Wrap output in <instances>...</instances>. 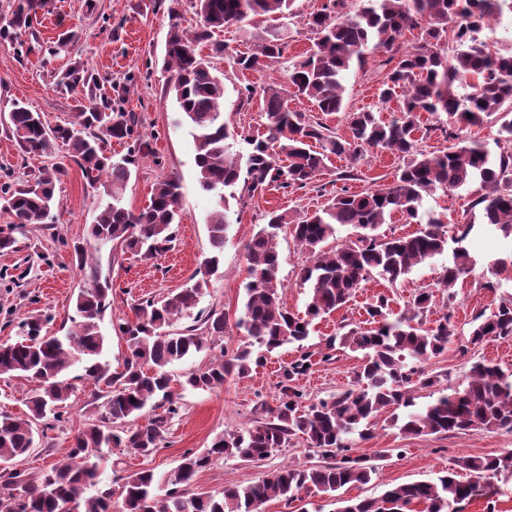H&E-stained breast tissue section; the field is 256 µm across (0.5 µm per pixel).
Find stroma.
<instances>
[{
    "label": "stroma",
    "instance_id": "obj_1",
    "mask_svg": "<svg viewBox=\"0 0 512 512\" xmlns=\"http://www.w3.org/2000/svg\"><path fill=\"white\" fill-rule=\"evenodd\" d=\"M324 0H295L294 18L286 31L285 61L269 67L244 69L237 63L242 54H249L264 37L267 25L255 22L247 30L226 28L222 38L226 46L223 57L215 59L216 75L224 85V121L229 129L257 132L262 127L260 93L271 83H285L287 60L305 53L313 43L306 19L320 9ZM177 12L183 28L194 29L198 17L191 0H53L51 12H39L33 33L23 34L30 45L27 54H19L12 43H0V184L20 185L33 178L39 169L64 165L66 172L56 184L57 203L44 223L27 226L16 233L14 250L0 251V343L15 342L21 322L36 314H50L47 332L61 336L70 329L75 315L74 299L84 280L79 272L73 247L85 242L90 226L104 201L102 186H90L79 168L69 160L62 144H54L51 152L32 156L20 151L9 132V111L12 102H23L41 114L47 126L67 122L77 105L79 94L57 92L54 76L74 64H82L99 75L112 98L123 102L127 111L138 117V131L149 139L153 155L139 160L133 168L124 192V205L139 210L149 202L155 183L168 175L181 184L182 220L176 226L170 248L157 257L146 259L129 253L116 254L102 249L100 264L112 278L111 305L100 324L106 338L103 357L113 370H121L126 345L117 325L132 318L133 308L145 299H157L182 288L210 256L208 226L213 203L198 180L195 165L196 148L191 128L168 88L170 73L163 64L169 30V14ZM76 29L77 35L64 46H57L59 33ZM382 74L374 58H367L363 67L353 68L345 80L344 98L349 108L373 110L381 120H391L394 104L381 103L378 97ZM251 88L254 96L243 100L240 92ZM498 116L459 129L458 139L433 132L419 140L425 151L442 150L456 141L481 143L491 157L512 147L500 131ZM344 161L332 158L326 175L303 189H279L256 197L247 205L229 200L226 214L229 223L224 234V252L218 270L209 276L199 309L239 311L245 299L246 252L248 239L264 224L265 212L282 210L302 215L322 208L340 188L336 174ZM399 164L386 151L368 150L357 164V178L348 188L361 192L391 183ZM482 193L479 183L448 192L436 191L424 199L425 210L438 216L448 226L449 235H456L461 224L472 225L466 242L475 256V271L459 279L452 294H438L429 320L451 313L456 334L442 356L428 363L432 372L447 375L452 388L463 387L474 362L488 361L512 372V339L485 342L476 346L468 342L475 315L496 307L499 299L512 293V280H501L498 288L486 287L488 266L499 257L512 253V242L499 234L488 232L481 225L475 199ZM280 275L285 287L284 306L293 313H304L309 290L297 276L309 264L308 254L301 251L288 233L278 239ZM450 254H442L418 265L395 286L373 279L356 291L339 311L316 321L303 346L285 345L273 352L262 353L261 362L243 379H228L223 386L211 390L177 388L179 412L168 423L165 445L155 455L145 458L125 448H109L110 461L121 460L125 469L150 468L162 474L175 468L186 450L197 452L209 448L224 431L244 428L262 420V406L278 403L279 384L284 369L296 359L300 350L312 352V367L297 381L314 402L346 389L360 364L357 353L338 349L332 360H322L325 343L335 335L342 323L364 325L365 306L374 295L390 297L389 307L400 311L417 289L435 287L441 268L450 262ZM71 386L66 413L47 436L36 439V448L23 467L36 471L63 460L78 425L90 414L95 386L83 375L81 364H73L63 374ZM512 449V432L505 430L471 431L454 436H409L380 420L372 437L352 441L353 454L368 458L377 467L373 480L347 489L350 497L380 496L394 484L436 478L454 466L456 457L496 455ZM309 466L322 464L323 459L305 441L296 439L259 462L236 459H213L199 471L189 490L194 494H218L224 488L245 485L265 478L277 467L291 461Z\"/></svg>",
    "mask_w": 512,
    "mask_h": 512
}]
</instances>
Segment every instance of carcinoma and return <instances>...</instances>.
I'll list each match as a JSON object with an SVG mask.
<instances>
[{"instance_id":"carcinoma-1","label":"carcinoma","mask_w":512,"mask_h":512,"mask_svg":"<svg viewBox=\"0 0 512 512\" xmlns=\"http://www.w3.org/2000/svg\"><path fill=\"white\" fill-rule=\"evenodd\" d=\"M291 6L292 0H192L198 29L185 30L174 14L165 44L170 91L193 128L198 181L215 195L214 217L208 225L213 255L205 261L209 270L218 268L224 251L226 197L245 203L273 184L305 188L324 174L332 155L349 160L350 166L338 173L341 181L356 179L354 164L368 148L387 150L402 161L387 185L363 192L344 189L323 209L302 216L280 210L265 213L266 223L245 245V302L235 326L269 353L286 344L303 348L312 321L343 307L363 283L377 277L393 286L414 267L450 250V241L455 244L450 250L453 260L442 267L437 285L453 303L451 288L476 265L463 246L473 225L448 238L444 222L422 211L424 198L438 189L480 182L484 193L474 205L482 209V223L512 239V150L502 152L494 162L477 142L431 152L417 149L416 138L421 130L427 135L439 130L451 138L452 128L478 124L496 113L501 114V131L512 138V112L503 109L512 102V50L492 51L479 37L491 18L506 10L512 13V0H325L307 18L315 37L306 55L289 65L290 88L270 85L262 90L264 132L252 143V150L241 155L228 143L231 134L221 107L223 83L197 47L208 43L220 56L224 41L217 36L224 28H244L258 17L280 21L288 18ZM50 9L51 0H15L11 18L0 27V38H18V31L30 28L38 11ZM457 17L465 29L454 32L456 46L450 55L448 22ZM422 24L420 44L402 49L404 31ZM285 49L281 27L272 25L255 51L241 56L238 64L252 69L278 63ZM368 54L378 57V68L386 71L379 100L397 103V114L388 122L378 120L370 110L346 109L343 80L352 63L363 64ZM56 87L92 102L55 128L54 138L68 146L70 160L89 184L102 183L106 201L91 225L90 238L74 246L85 281L75 299L79 321L63 336H47L43 329L51 317L37 315L22 324L19 340L0 345V376L37 382L27 398L25 417L0 416V465L28 458L39 430H51L60 421L69 398V386L60 375L72 362L86 361L85 375L93 380L102 402L77 428L66 461L40 473L0 474V512H65L67 504L83 505L84 512H110L112 488L85 497L99 484L103 458L98 450L114 445L143 457L157 453L168 420L178 411L170 366L222 341L228 325L224 313L200 311L194 324L171 330L174 320L198 304L207 281L197 280L160 301H141L133 308L134 318L118 325L127 347L122 371L114 372L109 362L96 360L106 340L100 322L112 295V282L97 265L96 254L108 245L144 257L165 251L174 238L173 226L180 223L181 184L167 176L155 184L146 207L126 208L123 194L131 167L138 157L152 153L148 141L133 137L136 116L118 101L97 99L96 78L78 66L59 76ZM460 87L466 92L459 93ZM293 96L308 99L324 115L344 113L351 137H337L327 125L291 110ZM423 112L443 113L445 120L435 127L424 126ZM9 122L23 153L48 152L51 141L39 113L14 102ZM112 139L132 140L128 152L116 160L104 156V145ZM313 142L320 150L311 149ZM60 174L62 169L53 165L20 187H0V202H7L6 213L12 218L9 230L0 229V251L13 246V232L43 223L55 205ZM395 213L421 229L408 236L377 233ZM342 227L350 230L345 237L339 236ZM283 230L312 259L299 272L301 283L309 285L302 316L289 312L281 301L278 237ZM331 240L336 242L333 247ZM434 303V291L422 288L391 320L389 297L373 296L366 313L374 327L355 326L330 337L329 352L322 355L330 360L338 345L361 354L350 387L303 404L306 394L294 382L307 372L313 353L302 352L284 371L279 404L262 407L264 421L225 432L205 453L184 452L181 463L160 479L151 469L117 476L123 512H258L270 499L292 502L303 491L336 498V512H462L463 502L483 495L498 476L512 474V450L496 456H461L456 459L458 471L435 481L395 485L379 497L338 495L376 475L373 465L351 455L350 435L370 436L386 410L391 411L390 423L406 435L512 431V374L496 365L474 363L465 387L444 388L427 405L416 406L419 390L440 383V376L427 370L426 363L445 353L455 335L448 313L426 326ZM509 337L512 295L475 318L470 343ZM258 361L247 346L231 353L223 350L220 358L188 374L179 385L221 387L228 378L249 376ZM148 408L155 414L145 423L138 422ZM298 438L318 449L324 464H288L259 482L229 487L219 495L188 492L196 473L214 458L261 460ZM461 471L469 475L467 480L458 479ZM163 486L165 494L157 495Z\"/></svg>"}]
</instances>
